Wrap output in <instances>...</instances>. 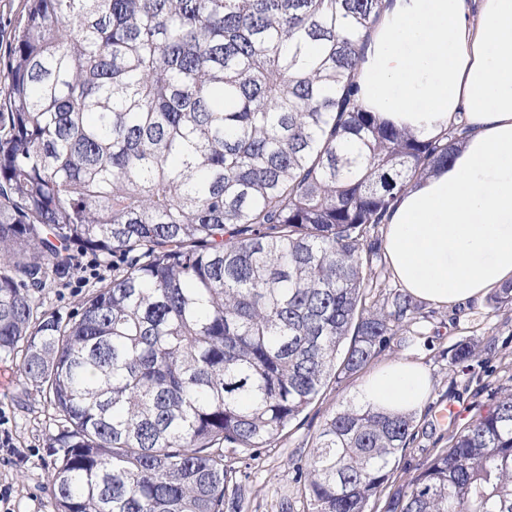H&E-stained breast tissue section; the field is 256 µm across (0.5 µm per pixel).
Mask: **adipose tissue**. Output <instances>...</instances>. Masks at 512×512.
<instances>
[{
	"label": "adipose tissue",
	"instance_id": "ef3b65f1",
	"mask_svg": "<svg viewBox=\"0 0 512 512\" xmlns=\"http://www.w3.org/2000/svg\"><path fill=\"white\" fill-rule=\"evenodd\" d=\"M363 103L421 138L461 123L452 159L402 193L386 223L394 277L436 307L512 282V0H386L356 76ZM427 370L398 360L362 383L364 403L421 410Z\"/></svg>",
	"mask_w": 512,
	"mask_h": 512
}]
</instances>
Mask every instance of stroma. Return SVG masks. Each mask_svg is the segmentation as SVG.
<instances>
[{
	"instance_id": "1",
	"label": "stroma",
	"mask_w": 512,
	"mask_h": 512,
	"mask_svg": "<svg viewBox=\"0 0 512 512\" xmlns=\"http://www.w3.org/2000/svg\"><path fill=\"white\" fill-rule=\"evenodd\" d=\"M66 255L69 270L49 276L42 287L33 291L38 318L68 320L83 298L111 281L128 263L126 257L97 255L76 244L68 247ZM91 259L101 265L99 277L77 284L81 265ZM470 310L479 314L482 321L476 343L483 346L491 342L495 349L474 358L466 372L454 371L449 365L450 351L462 338L464 329L452 324V311L444 307L436 309L427 336L405 346L391 342L372 361L377 367L408 358L420 363L432 380L429 402L414 416L418 436L399 460L398 480L415 475L423 462L446 446L448 430L437 419L440 409L456 405L465 421L489 407L497 388L512 385V312L493 311L483 302L471 305ZM19 362V356L0 354V376L7 379L6 386L0 388V408L10 418L8 427L18 450L9 460L0 459V486L12 490L10 512H56L49 490L54 457L48 438L57 433L59 418L42 392L27 383ZM363 380L359 373L329 384L321 399L294 421L281 439L250 454H233L232 466L245 472L246 477L241 482L238 508L229 507L225 512H281L285 504L292 505L294 512H305L307 505L296 481V465L313 447L327 418L358 402Z\"/></svg>"
}]
</instances>
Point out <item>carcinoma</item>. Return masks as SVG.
Masks as SVG:
<instances>
[{
  "mask_svg": "<svg viewBox=\"0 0 512 512\" xmlns=\"http://www.w3.org/2000/svg\"><path fill=\"white\" fill-rule=\"evenodd\" d=\"M384 8L30 0L0 73V353L63 420L57 512H224L227 453L425 335L374 233L464 128L420 139L359 101ZM70 244L137 256L68 323L40 320L29 289ZM489 303L512 311V283ZM415 438L411 414L331 415L298 468L308 512H370L384 492L383 512H512L511 387L387 491Z\"/></svg>",
  "mask_w": 512,
  "mask_h": 512,
  "instance_id": "cac0c4a2",
  "label": "carcinoma"
}]
</instances>
